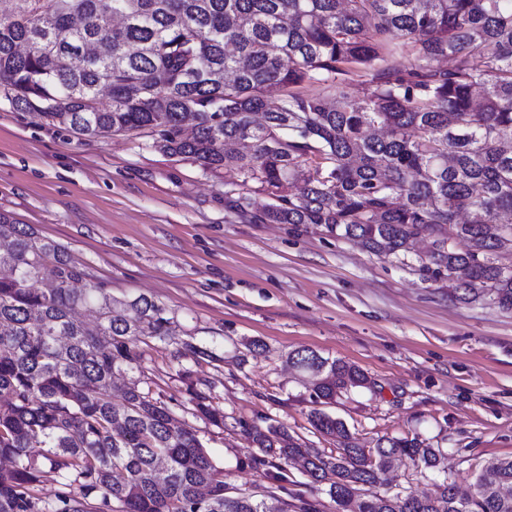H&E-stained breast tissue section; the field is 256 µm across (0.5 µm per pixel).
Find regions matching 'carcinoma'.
I'll use <instances>...</instances> for the list:
<instances>
[{
  "mask_svg": "<svg viewBox=\"0 0 512 512\" xmlns=\"http://www.w3.org/2000/svg\"><path fill=\"white\" fill-rule=\"evenodd\" d=\"M1 100L88 139L147 131L224 169L241 212L266 195L264 224H313L397 260L426 239L422 271L455 300L512 311V0H16L0 13ZM0 235V512H320L288 498L296 459L336 512H512V457L485 466L471 496L446 478L432 495H382L372 487L395 460L434 469L440 450L407 437L366 448L318 407L311 424L337 455L255 424L258 452L237 464L271 485L227 492L165 402L137 382L112 402L117 377L141 371L138 343L170 339L174 318L145 294L114 315L104 284L73 287L88 273L67 246L5 213ZM289 358L315 377L318 405L371 387L353 364ZM189 392L224 425L207 381Z\"/></svg>",
  "mask_w": 512,
  "mask_h": 512,
  "instance_id": "obj_1",
  "label": "carcinoma"
}]
</instances>
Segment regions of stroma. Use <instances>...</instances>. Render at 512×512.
I'll use <instances>...</instances> for the list:
<instances>
[{"instance_id":"35a3bbf8","label":"stroma","mask_w":512,"mask_h":512,"mask_svg":"<svg viewBox=\"0 0 512 512\" xmlns=\"http://www.w3.org/2000/svg\"><path fill=\"white\" fill-rule=\"evenodd\" d=\"M223 170L169 155L150 133L81 139L0 102V211L68 246L116 299L153 297L178 335L213 357L175 358L170 342L139 344L153 398L196 429L237 490L266 486L239 468L246 430L272 419L307 447L337 455L310 423L307 374L288 362L311 349L359 366L372 382L329 405L366 447L419 437L462 492L489 461L512 456V312L448 294L447 279L375 256L312 224H262L231 207ZM263 352L251 354L250 340ZM209 381L216 427L191 413L189 380ZM410 460L376 490H435Z\"/></svg>"}]
</instances>
